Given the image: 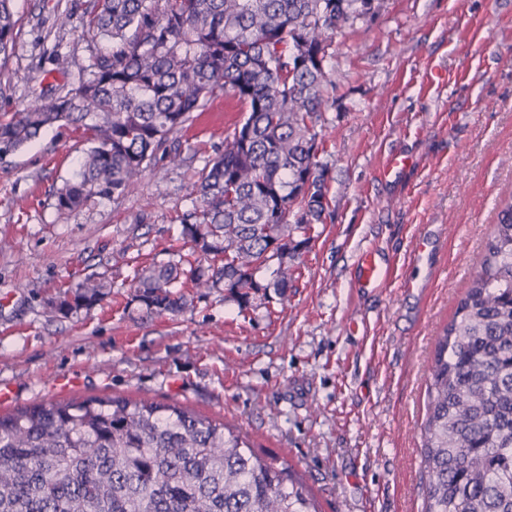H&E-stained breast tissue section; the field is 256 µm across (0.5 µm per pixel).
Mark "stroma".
<instances>
[{"instance_id":"1","label":"stroma","mask_w":512,"mask_h":512,"mask_svg":"<svg viewBox=\"0 0 512 512\" xmlns=\"http://www.w3.org/2000/svg\"><path fill=\"white\" fill-rule=\"evenodd\" d=\"M86 2L12 0L0 112L40 86H76V74L53 73V54L87 57ZM330 53L336 100L317 126L329 206L291 287L244 312L223 289H191L182 312L146 317L131 288L137 268L189 252L177 216L242 105L216 108L185 167L156 166L138 191L78 211L57 210L52 195L81 157L71 132L47 130L0 158V414L88 396L177 403L287 460L321 512H421L436 338L512 191V0H384ZM395 154L409 166L382 177ZM369 247L418 279L425 266L405 261L422 250L440 274L422 290L352 287ZM90 276L111 282L106 300L52 310Z\"/></svg>"}]
</instances>
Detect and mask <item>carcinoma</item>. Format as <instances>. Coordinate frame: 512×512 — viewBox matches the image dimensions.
<instances>
[{
    "label": "carcinoma",
    "mask_w": 512,
    "mask_h": 512,
    "mask_svg": "<svg viewBox=\"0 0 512 512\" xmlns=\"http://www.w3.org/2000/svg\"><path fill=\"white\" fill-rule=\"evenodd\" d=\"M383 0H90L89 55L59 51L78 85L35 90L0 112V156L48 128L80 134L79 171L54 194L60 211L133 193L159 163H187L181 133L218 99L245 116L196 172L178 216L194 260L134 271L147 316L182 311L172 291L224 288L239 308L285 293L328 205L317 123L336 89L325 69L336 33ZM0 0V69L16 39ZM112 284L88 277L54 302L68 315ZM422 512H512V194L500 200L481 270L436 339L421 426ZM0 512H320L303 477L247 435L177 404L112 396L47 402L0 415Z\"/></svg>",
    "instance_id": "1"
}]
</instances>
